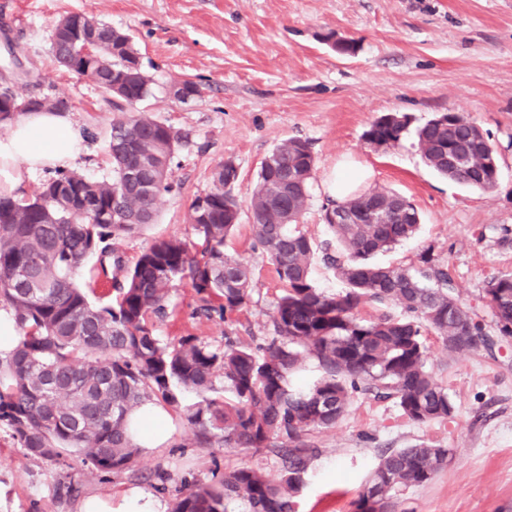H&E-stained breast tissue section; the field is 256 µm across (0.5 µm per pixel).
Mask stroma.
<instances>
[{
	"label": "stroma",
	"mask_w": 512,
	"mask_h": 512,
	"mask_svg": "<svg viewBox=\"0 0 512 512\" xmlns=\"http://www.w3.org/2000/svg\"><path fill=\"white\" fill-rule=\"evenodd\" d=\"M82 13L131 36L152 88L133 111L182 136L174 188L159 198L155 222L116 243L126 264L156 238H192V200L209 189L213 167L233 160L242 210L225 249L255 270L252 303L235 315V326L245 340L263 335L278 284L249 248L247 206L264 158L281 141L300 138L316 161L300 223L316 243L333 239L324 209L336 189L337 163L352 159L370 168L367 186L404 193L421 216L418 233L378 254L377 263L406 265L434 246L460 303L489 319L485 284L512 272V0H0V77L22 95L64 100L83 137L73 169L108 179L113 99L89 76L59 69L51 53L55 24ZM328 33L354 42L355 54L331 49L323 41ZM8 42L13 52H6ZM185 80L198 89L186 103L170 93ZM443 112L461 113L489 135L499 156L493 189L434 174L414 135L393 148L364 138L384 114H407L418 125ZM171 304L174 313L157 325L162 339L191 333L223 342L222 319L194 316L189 280L176 283ZM428 345L453 416L417 424L393 403L356 398L335 427L313 434L320 453L298 512H351L382 451L422 441L453 449L454 456L429 484L398 491L397 512H512V339L463 353L433 339ZM170 429L167 445L141 449L135 474L95 469L71 450L35 461L0 430V512H78L90 496L111 497L117 507L132 489L167 510L182 479L207 481L214 469L245 465L278 473L273 454L199 448L180 422L171 421Z\"/></svg>",
	"instance_id": "obj_1"
}]
</instances>
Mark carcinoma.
Listing matches in <instances>:
<instances>
[{
    "mask_svg": "<svg viewBox=\"0 0 512 512\" xmlns=\"http://www.w3.org/2000/svg\"><path fill=\"white\" fill-rule=\"evenodd\" d=\"M98 47L83 55L66 33L52 34L59 67L87 74L108 95L124 71L137 77L119 100L132 105L151 94L131 38L94 19ZM65 103L31 97L23 111L61 112ZM112 120V179L75 170L55 175L28 197L0 193V308L12 318L14 349L0 358V428L35 460H53L73 449L101 471L134 472L139 449L129 438L128 415L145 402L187 425L194 444L210 448L267 450L278 475L241 466L217 483L184 481L170 512H295V498L318 453L308 436L332 428L361 395L393 402L415 423L444 421L454 413L448 391L428 363L426 339L450 352L492 348L494 337L512 336V273L492 277L482 300L486 324L459 302L448 263L423 248L407 267L370 262L412 237L419 220L387 224L326 221L336 251L299 230L310 197L315 158L310 144L289 138L262 161L249 204L253 250L271 266L282 292L263 344L254 348L236 329L213 345L188 333L166 342L155 322L167 316L175 279L190 280L200 318L228 316L252 302V269L224 252L238 225L234 193L239 171L227 159L210 173V189L192 201L196 241L158 238L131 267L112 241L135 237L156 216L158 198L172 190L171 165L180 136L146 114ZM375 119L365 132L374 147L398 144L408 130L405 114ZM427 167L466 187L490 190L486 170L448 169L445 156L458 141L476 153L490 138L457 112L440 113L416 129ZM401 194L372 188L336 202L331 210H360ZM96 257L95 277L122 275L110 305L94 306L89 285L75 275ZM321 259L346 284L339 293L318 287L312 276ZM390 303L402 315H360L367 303ZM318 375L299 384L305 363ZM193 391L198 401L187 403ZM454 449L419 443L381 456L353 512H395L402 488L431 482Z\"/></svg>",
    "mask_w": 512,
    "mask_h": 512,
    "instance_id": "cac0c4a2",
    "label": "carcinoma"
}]
</instances>
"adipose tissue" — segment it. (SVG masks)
Segmentation results:
<instances>
[{"mask_svg":"<svg viewBox=\"0 0 512 512\" xmlns=\"http://www.w3.org/2000/svg\"><path fill=\"white\" fill-rule=\"evenodd\" d=\"M82 134L68 115L59 112H28L15 120L6 137L0 139V192L9 193L35 171L64 169L73 161ZM138 425L133 443L157 448L170 438L168 418L147 403L132 415Z\"/></svg>","mask_w":512,"mask_h":512,"instance_id":"adipose-tissue-1","label":"adipose tissue"}]
</instances>
